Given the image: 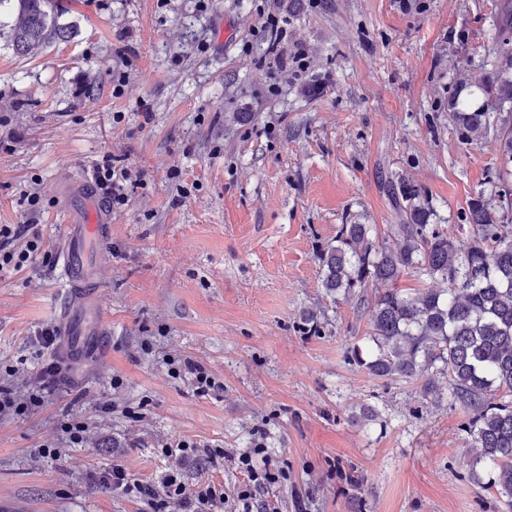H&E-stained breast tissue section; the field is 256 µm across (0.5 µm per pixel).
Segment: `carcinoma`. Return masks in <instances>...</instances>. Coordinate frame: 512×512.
I'll list each match as a JSON object with an SVG mask.
<instances>
[{
    "instance_id": "1",
    "label": "carcinoma",
    "mask_w": 512,
    "mask_h": 512,
    "mask_svg": "<svg viewBox=\"0 0 512 512\" xmlns=\"http://www.w3.org/2000/svg\"><path fill=\"white\" fill-rule=\"evenodd\" d=\"M12 47L29 55L72 28L59 23L53 0H15ZM485 56L491 69L459 73L460 91L448 111L466 133L482 136L491 114L512 112V0H504ZM388 195L402 208L404 223L392 241L370 236L367 224H341L336 245L321 256L322 287L355 296L371 312L368 352L355 361L378 379L425 378L448 386L453 401L468 410L464 432L480 449L474 464L489 470L488 482L512 509V188L504 181L498 198L480 192L464 211L461 230L469 243L429 228V208L419 191L403 181L387 182ZM421 272L447 285L405 294L397 281ZM374 293H368V288Z\"/></svg>"
}]
</instances>
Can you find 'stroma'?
Masks as SVG:
<instances>
[{"mask_svg":"<svg viewBox=\"0 0 512 512\" xmlns=\"http://www.w3.org/2000/svg\"><path fill=\"white\" fill-rule=\"evenodd\" d=\"M499 3L62 0L76 34L34 57L13 50L0 6V225H36L47 251L0 271V385L44 394L0 414L5 512H151L102 483L115 465L156 489L176 471L232 495L258 441L287 473L263 492L280 512H512L471 476L462 405L354 360L369 312L327 294L320 269L338 225L401 223L388 180L414 185L451 236L490 190L512 112L469 146L448 98L483 64ZM108 159L133 182L101 249L104 348L65 361L39 338L59 326L63 189ZM177 357L218 389L198 392ZM180 440L224 456L179 464L165 449Z\"/></svg>","mask_w":512,"mask_h":512,"instance_id":"obj_1","label":"stroma"}]
</instances>
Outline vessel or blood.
Segmentation results:
<instances>
[{"label":"vessel or blood","mask_w":512,"mask_h":512,"mask_svg":"<svg viewBox=\"0 0 512 512\" xmlns=\"http://www.w3.org/2000/svg\"><path fill=\"white\" fill-rule=\"evenodd\" d=\"M65 193L68 207L61 229L59 261L68 301L60 314L64 339L59 354L74 359L98 349L103 312L99 304L98 269L91 262V247L110 238L112 214L86 178L71 180Z\"/></svg>","instance_id":"obj_1"}]
</instances>
